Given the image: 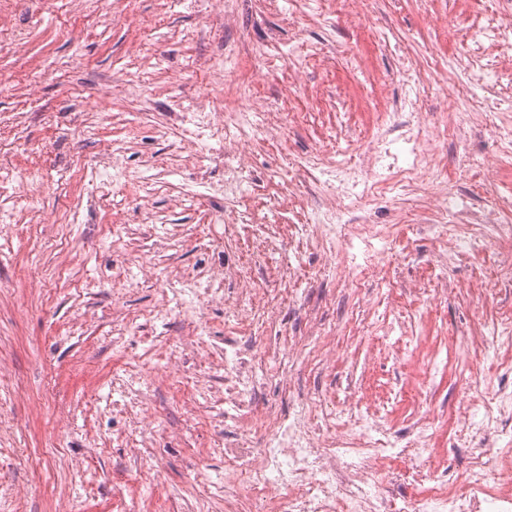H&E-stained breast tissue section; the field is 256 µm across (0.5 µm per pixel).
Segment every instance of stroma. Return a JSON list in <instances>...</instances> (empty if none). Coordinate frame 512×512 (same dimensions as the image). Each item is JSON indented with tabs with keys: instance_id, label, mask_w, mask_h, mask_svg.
Wrapping results in <instances>:
<instances>
[{
	"instance_id": "stroma-1",
	"label": "stroma",
	"mask_w": 512,
	"mask_h": 512,
	"mask_svg": "<svg viewBox=\"0 0 512 512\" xmlns=\"http://www.w3.org/2000/svg\"><path fill=\"white\" fill-rule=\"evenodd\" d=\"M485 5L233 0V16L219 19L206 0H13L0 13V23L26 34L20 51L0 42V128L18 147L14 163L41 185L38 210L60 218L0 236V512H224V306L202 298L190 318L157 312L197 271L241 262L268 294L283 270H306L281 304L282 332L336 324L335 363L313 380L295 362L287 389L269 386L266 399L285 408L316 385L344 416L375 405L397 430L438 416L432 446L449 487H458L470 448L458 403L480 406L512 390L503 366L512 348L466 352L479 325L512 316V288L475 277V264L494 265V254L432 264L433 200L394 195L370 206L394 237L377 261L378 279L321 286L315 274L329 259L290 245L291 204L267 214L254 248L240 251L236 232L219 221L222 144L186 161L161 114L171 100L190 110L207 96L249 113L262 105L282 142L260 143L251 156V187L263 189L287 177L289 155L308 156L328 136L343 145L370 140L383 113L409 95L431 118L446 116L453 103L438 93L445 76L430 56H457L444 27ZM233 43L239 51L223 73L201 71ZM259 63L266 76L255 99L236 96ZM125 72L133 83L114 88ZM172 74L180 82L170 83ZM32 76L41 80L35 100L24 89ZM76 100L101 113L98 127L53 130ZM288 105L311 120L278 126ZM19 112L34 118L13 124ZM106 137L124 177L102 194L78 172ZM431 282L448 283V293L420 301L418 288ZM329 293L360 312L332 320L319 307ZM395 320L402 332H390ZM424 362L432 370L418 403ZM132 372L149 385L150 400L123 413L117 380Z\"/></svg>"
}]
</instances>
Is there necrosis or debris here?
Listing matches in <instances>:
<instances>
[{
  "label": "necrosis or debris",
  "mask_w": 512,
  "mask_h": 512,
  "mask_svg": "<svg viewBox=\"0 0 512 512\" xmlns=\"http://www.w3.org/2000/svg\"><path fill=\"white\" fill-rule=\"evenodd\" d=\"M448 28L465 45L457 62L467 73L463 80L449 77L448 95L466 102L467 111L431 124L412 101L407 111L386 113L381 132L367 145L365 164L336 163L333 146L293 164L294 181L305 190L297 198L298 242L336 259L344 276L374 277V258L390 243L382 226L358 216V206L384 195L391 185L423 184L442 199L432 213L433 230L449 261L500 247L491 277L494 285H512L507 249L512 200L476 205L465 182L453 185L446 177L450 167L477 172L504 167L512 158V131L491 130L481 121L486 112L512 110V96L496 88L500 75L493 55L512 32V0H495L490 14L458 17ZM484 84L494 87L493 96L474 97V87ZM167 122L179 151L190 156L204 135L224 140L220 193L231 223H253L256 210L279 203L277 186L254 202L244 198L245 155L267 127L246 114L224 112L214 99L202 101L195 112L169 108ZM485 134L495 151L475 157L469 139ZM435 141L453 144L448 160L435 159ZM276 307L275 300L261 299L253 288L224 302V319L237 330L224 339V512H512L511 433L481 448L462 490L452 492L437 474L431 446L437 418H418L403 437L370 410L335 426L334 412L317 392L307 393L287 412L260 405L270 383L287 386L285 362L332 352L329 336L317 330L288 338L270 335L262 342L251 336V327ZM400 458L409 466L399 473L394 463ZM400 480L414 485L415 493L396 497L393 489Z\"/></svg>",
  "instance_id": "4bbe7bcc"
}]
</instances>
